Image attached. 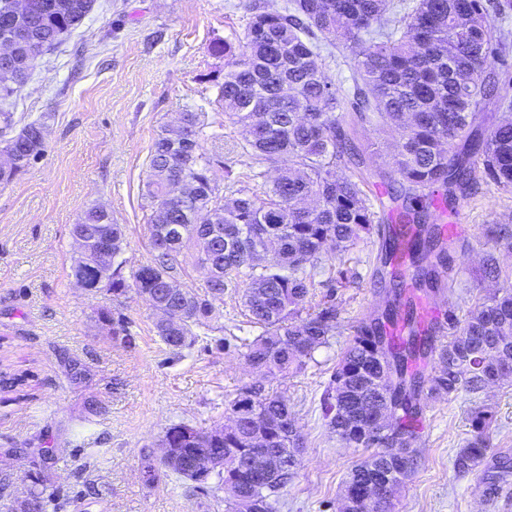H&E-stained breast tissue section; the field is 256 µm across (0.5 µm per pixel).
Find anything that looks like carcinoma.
<instances>
[{"label":"carcinoma","mask_w":512,"mask_h":512,"mask_svg":"<svg viewBox=\"0 0 512 512\" xmlns=\"http://www.w3.org/2000/svg\"><path fill=\"white\" fill-rule=\"evenodd\" d=\"M93 3L32 0V8L18 15L13 0H0V39L13 38L15 63L28 66L62 43ZM510 6L491 0H288L274 10L265 0H246L250 18L238 50L221 40L212 46L225 59L218 102L228 122L241 129L243 149L259 165H282V175L261 195L232 180L221 184L223 161L200 144L202 113L184 112L181 127L155 139L149 156L150 244L164 243L166 250L155 249L128 277L121 262L101 266L98 248L110 247L112 257L120 256L124 233L112 213L93 206L72 227L73 236L89 247L74 260L72 273L82 275L87 288L116 299L148 292L158 307L185 312L173 328L156 326L174 351L195 341V328L208 325L226 288L244 286L243 306L263 328L244 344L245 357L271 379L300 372L336 328L335 309L314 311L310 298L312 270L328 246L340 260L375 232L382 238L383 264L404 244L414 287L453 296L452 288L442 287L440 271L451 269L458 240L444 238L436 227L424 237L414 225L427 216L430 196L440 189L450 204L484 181L512 191V99L498 95L499 77L491 70L499 57L496 44L506 45L507 36L495 32L489 15L493 7L504 12ZM337 50L347 52L350 96L339 92L323 67L326 60L336 61ZM27 82L0 78L1 130L13 129L14 113L6 105ZM493 99L504 115L482 138L481 112ZM375 117L396 133L380 153L387 170L376 176L398 184L392 197L402 199L405 218L386 231L364 180L355 174L365 163L358 129ZM3 144L17 160L15 166L0 165V184H7L43 151V126L27 123ZM180 181L196 204L161 210L172 183ZM167 224H183L185 232L174 235ZM193 250L201 285H182L173 294L169 283L179 282ZM375 282L388 309L366 316L350 338L322 409L342 443L367 451L347 473L344 498L368 496L369 512H393L395 488L418 464L409 420L422 416L436 397L479 392L512 375V285L476 302L460 336L440 343L431 333L412 331L398 340L386 335L385 323L400 315L411 322L414 311L397 272L379 271ZM98 320L112 325V335L129 336L124 320L110 311H100ZM433 354L436 366L426 373L418 362ZM227 412L238 413L233 433L209 437L199 429L206 440L191 442L181 438L183 425L177 424L165 438L188 459L197 448L224 456V474L217 478L240 489L229 512H275V497L301 464V436L288 397L251 386ZM491 419L487 410L472 412L471 438L453 459L455 472L469 473L487 462ZM256 427L270 430L268 451L288 456L262 482L252 477L256 449L249 438ZM380 471L392 473V485L373 491L368 477Z\"/></svg>","instance_id":"cac0c4a2"}]
</instances>
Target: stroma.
Returning <instances> with one entry per match:
<instances>
[{
    "label": "stroma",
    "instance_id": "35a3bbf8",
    "mask_svg": "<svg viewBox=\"0 0 512 512\" xmlns=\"http://www.w3.org/2000/svg\"><path fill=\"white\" fill-rule=\"evenodd\" d=\"M247 22L242 0H95L67 40L37 61L10 101L17 126L43 125L45 147L13 182L0 186V371L24 377L0 392V512L38 491L45 512H227L228 491L167 474L145 484V456L159 457L166 430H209L249 384L285 393L304 447L302 466L283 489L277 512H340L343 482L357 460L328 428L321 400L334 366L364 313L377 300L378 235L336 259L322 256L313 302L332 299L336 328L300 373L262 380L243 344L260 333L244 314L241 290L228 289L216 315L189 348L158 336L157 314L137 294L116 300L80 288L72 275L79 247L72 226L90 206L111 211L125 230L124 274L152 258L145 197L150 148L181 113L205 115L204 152L220 155L233 179L262 192L276 170L257 165L217 102L224 59L214 42L236 43ZM468 227L454 256L456 293L440 309L464 320L472 304L512 283V248L497 243L512 226V193L483 184L457 200ZM495 252L499 280L485 277ZM341 270L346 283L329 281ZM118 309L130 339L98 320ZM86 372L72 380L74 368ZM96 411H89V401ZM493 415L491 453L512 461V377L484 392L433 400L414 443L415 472L396 491L394 512H512V471L487 495L481 474L457 475L452 460L471 436L476 407Z\"/></svg>",
    "mask_w": 512,
    "mask_h": 512
}]
</instances>
